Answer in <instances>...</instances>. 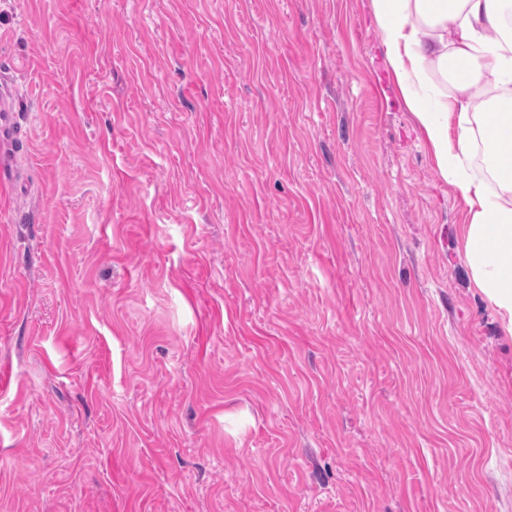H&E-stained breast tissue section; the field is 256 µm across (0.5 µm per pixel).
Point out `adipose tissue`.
Listing matches in <instances>:
<instances>
[{"instance_id": "ef3b65f1", "label": "adipose tissue", "mask_w": 512, "mask_h": 512, "mask_svg": "<svg viewBox=\"0 0 512 512\" xmlns=\"http://www.w3.org/2000/svg\"><path fill=\"white\" fill-rule=\"evenodd\" d=\"M512 0H373L388 68L470 216L471 278L512 334ZM446 79L439 89L435 76ZM483 148L491 172L472 167Z\"/></svg>"}]
</instances>
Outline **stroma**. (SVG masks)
Instances as JSON below:
<instances>
[{
    "label": "stroma",
    "instance_id": "stroma-1",
    "mask_svg": "<svg viewBox=\"0 0 512 512\" xmlns=\"http://www.w3.org/2000/svg\"><path fill=\"white\" fill-rule=\"evenodd\" d=\"M0 512H512V335L372 0H0Z\"/></svg>",
    "mask_w": 512,
    "mask_h": 512
}]
</instances>
